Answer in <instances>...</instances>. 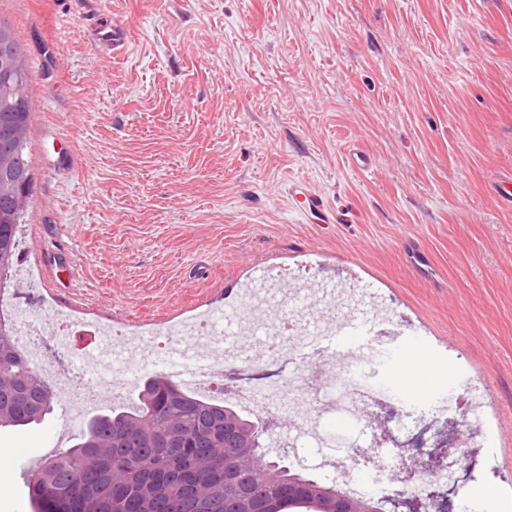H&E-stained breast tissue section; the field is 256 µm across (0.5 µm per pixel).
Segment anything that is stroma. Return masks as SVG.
Listing matches in <instances>:
<instances>
[{"label":"stroma","mask_w":512,"mask_h":512,"mask_svg":"<svg viewBox=\"0 0 512 512\" xmlns=\"http://www.w3.org/2000/svg\"><path fill=\"white\" fill-rule=\"evenodd\" d=\"M98 12L123 51L96 46ZM0 20L26 51L34 177L1 308L137 332L220 298L252 343L232 308L250 273L353 275L404 322L393 385L486 386L493 468L455 512H512V0H0ZM293 184L335 223L293 210ZM78 436L58 407L0 433V512H31L27 453Z\"/></svg>","instance_id":"stroma-1"}]
</instances>
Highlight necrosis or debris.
<instances>
[{"label":"necrosis or debris","mask_w":512,"mask_h":512,"mask_svg":"<svg viewBox=\"0 0 512 512\" xmlns=\"http://www.w3.org/2000/svg\"><path fill=\"white\" fill-rule=\"evenodd\" d=\"M287 280L272 313L265 319V336L259 349L244 351L234 340L223 339L211 319H197L182 332L165 336L156 344H145L137 368L117 371L108 381L77 384L66 377L57 362L33 358L39 378L51 386L61 400L99 409L123 402L139 371L178 366L193 391L221 395L225 368H233L240 379L233 393L239 406L259 418L287 414L295 409L298 393H305L316 411L299 417L291 430L270 436L267 444L288 451V462L336 480L348 495L381 501L384 512H396V501H427L432 495L454 498L457 490L473 481L469 463L474 449L488 447L490 432L481 412L483 392L479 384L465 383L461 391L427 403L414 397H396L384 376L398 352L397 329L390 320L380 293L364 297L357 285L323 287L321 281L298 271L288 277L269 273L272 283ZM367 298L359 307V298ZM76 320L63 314L18 307L13 332L21 350L40 334L54 339L61 349H70ZM360 336L357 350L342 353L335 365L324 362L333 348L336 333L343 330ZM223 349L216 358L215 349ZM288 367L287 376L275 368ZM398 400L401 412L396 421L394 443L379 452L382 464L363 473L355 462L366 441L359 434L336 430L335 421H359L363 411ZM456 415L467 443L456 457H440L431 476L401 477L394 461L401 451L418 453L430 447L440 426Z\"/></svg>","instance_id":"4bbe7bcc"}]
</instances>
